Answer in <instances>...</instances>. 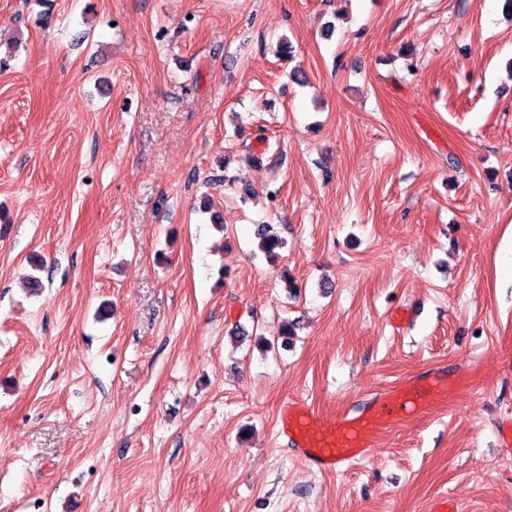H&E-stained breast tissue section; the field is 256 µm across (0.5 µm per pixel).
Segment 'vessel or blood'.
Wrapping results in <instances>:
<instances>
[{
  "label": "vessel or blood",
  "mask_w": 512,
  "mask_h": 512,
  "mask_svg": "<svg viewBox=\"0 0 512 512\" xmlns=\"http://www.w3.org/2000/svg\"><path fill=\"white\" fill-rule=\"evenodd\" d=\"M281 431L319 467L339 470L369 453L379 429L359 417L325 424L305 404L294 402L284 411Z\"/></svg>",
  "instance_id": "obj_1"
}]
</instances>
